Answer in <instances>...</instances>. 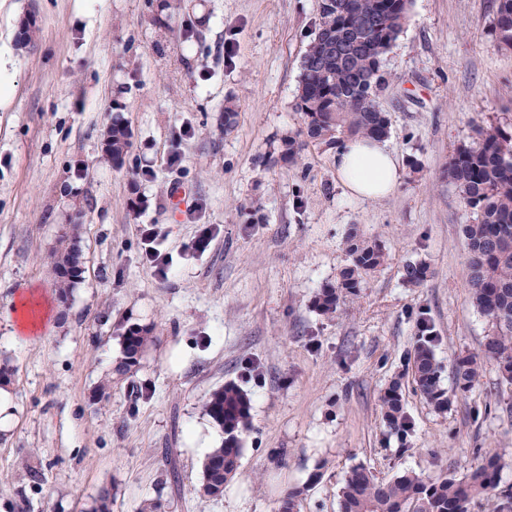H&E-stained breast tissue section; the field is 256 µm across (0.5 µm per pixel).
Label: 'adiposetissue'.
<instances>
[{"label": "adipose tissue", "instance_id": "1", "mask_svg": "<svg viewBox=\"0 0 512 512\" xmlns=\"http://www.w3.org/2000/svg\"><path fill=\"white\" fill-rule=\"evenodd\" d=\"M333 159L342 185L351 196L363 200L387 198L401 178L398 160L382 140L347 139Z\"/></svg>", "mask_w": 512, "mask_h": 512}]
</instances>
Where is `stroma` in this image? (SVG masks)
Listing matches in <instances>:
<instances>
[{"instance_id": "35a3bbf8", "label": "stroma", "mask_w": 512, "mask_h": 512, "mask_svg": "<svg viewBox=\"0 0 512 512\" xmlns=\"http://www.w3.org/2000/svg\"><path fill=\"white\" fill-rule=\"evenodd\" d=\"M318 2L192 0L185 14L160 0H0V359L14 368L0 512H91L104 489L112 512L157 498L168 512H277L291 488L303 491L300 512H338L354 465L385 480L461 477L479 449L501 457L512 485V387L495 366L444 413L403 375L420 322L449 392L454 358L492 331L470 301L472 216L446 166L477 126L512 132V50L496 45L495 2L412 0L384 66L402 178L381 201L350 199L322 148L295 166L268 162L302 125L300 61ZM116 117L132 130L120 169L102 148ZM77 212L82 273L64 300L51 252ZM144 224L159 231L167 276L143 258ZM354 226L387 262L322 314L316 297L349 264ZM410 264L428 268L420 286L404 280ZM132 324L152 326L155 341L118 376L117 329ZM396 378L412 421L402 437L378 401ZM105 380L110 396L95 401ZM229 382L250 401L251 427L237 474L206 499L195 436L223 442L204 404Z\"/></svg>"}]
</instances>
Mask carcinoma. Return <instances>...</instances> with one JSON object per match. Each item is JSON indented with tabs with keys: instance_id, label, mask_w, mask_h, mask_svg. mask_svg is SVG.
Returning a JSON list of instances; mask_svg holds the SVG:
<instances>
[{
	"instance_id": "cac0c4a2",
	"label": "carcinoma",
	"mask_w": 512,
	"mask_h": 512,
	"mask_svg": "<svg viewBox=\"0 0 512 512\" xmlns=\"http://www.w3.org/2000/svg\"><path fill=\"white\" fill-rule=\"evenodd\" d=\"M411 0H356L357 9L372 19L362 34L359 47L347 51L342 60L322 61L325 42L340 39L347 20L338 13L341 0H319V22L315 36L301 61L296 111L302 128L282 139L277 160L297 163L309 145L333 150L345 138L384 139L390 122L381 105L382 92L389 84L383 69L386 54L397 40L406 21ZM494 31L498 44L512 49V0H496ZM129 128L116 121L104 134V150L112 165L120 167L131 147ZM448 180L461 202L471 210V223L463 226L470 259L468 282L474 307L493 325L477 354L459 356L453 363L455 389L461 394L479 384L483 365L497 368L501 383L512 386V135L498 125L478 129L476 141L458 147L448 158ZM349 265L341 269L336 284L318 294L315 305L323 314H333L341 296L356 297L366 276L382 267L386 253L374 240L356 231L348 234ZM83 254L79 225L59 241L53 264L69 268L58 277L61 296L68 298L79 277ZM427 277V267L409 264L404 279L413 286ZM151 326H132L122 333V359L117 367L126 374L154 342ZM441 368L436 360L432 337L419 340L407 360V374L415 389L443 412L450 397L440 385ZM379 402L387 428L404 433L411 427L401 393V382L392 381L380 394ZM206 414L224 429V443L212 450L203 463L202 496L218 498L240 467L241 435L249 428V401L233 383L214 391L205 405ZM501 459L484 453L463 477L441 474L424 478L404 471L389 480L379 479L363 464L346 474L339 495V512H469L478 501L490 502L494 512H512V488L502 489ZM303 490L291 488L281 501L280 512H299Z\"/></svg>"
}]
</instances>
